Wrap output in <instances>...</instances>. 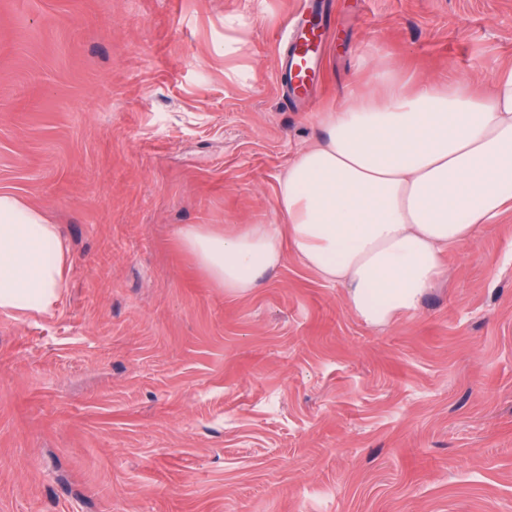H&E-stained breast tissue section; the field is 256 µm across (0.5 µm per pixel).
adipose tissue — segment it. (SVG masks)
Here are the masks:
<instances>
[{
  "instance_id": "obj_1",
  "label": "adipose tissue",
  "mask_w": 512,
  "mask_h": 512,
  "mask_svg": "<svg viewBox=\"0 0 512 512\" xmlns=\"http://www.w3.org/2000/svg\"><path fill=\"white\" fill-rule=\"evenodd\" d=\"M370 93L325 112L322 135L278 178L277 224H187L180 247L216 288L243 295L287 255L368 326L413 314L445 274L442 254L512 207V66L486 93L414 83L380 63ZM70 248L41 210L0 192V313H50Z\"/></svg>"
}]
</instances>
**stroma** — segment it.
<instances>
[{
  "label": "stroma",
  "mask_w": 512,
  "mask_h": 512,
  "mask_svg": "<svg viewBox=\"0 0 512 512\" xmlns=\"http://www.w3.org/2000/svg\"><path fill=\"white\" fill-rule=\"evenodd\" d=\"M302 2L0 0V191L71 248L51 314H0V512H512V210L382 328L294 256L235 296L178 244L275 223L361 61L512 66V0H331L287 96ZM315 53L316 51L312 49H309L308 53H304L301 56L295 52L293 53L287 78L295 90L304 84V81L309 76V72L312 71Z\"/></svg>",
  "instance_id": "35a3bbf8"
}]
</instances>
